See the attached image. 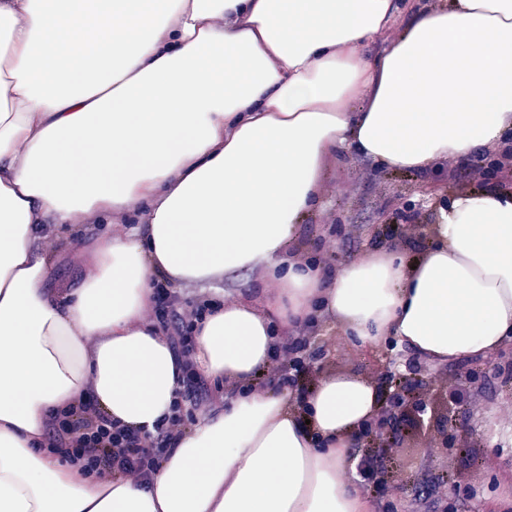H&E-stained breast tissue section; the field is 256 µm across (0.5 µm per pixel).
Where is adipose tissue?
<instances>
[{"label": "adipose tissue", "instance_id": "1", "mask_svg": "<svg viewBox=\"0 0 512 512\" xmlns=\"http://www.w3.org/2000/svg\"><path fill=\"white\" fill-rule=\"evenodd\" d=\"M395 0H0V512H371L347 470L377 385L323 375L306 422L275 391L201 414L148 485L98 483L38 450L78 398L150 432L185 367L148 321L151 281L258 270L268 311L232 303L195 330L214 381L253 382L274 322L322 303L361 346L394 337L434 363L512 340V194L475 192L415 265L368 254L325 280L285 261L321 162L352 143L420 172L512 131V0H456L363 54ZM147 205L97 238L58 295L40 232Z\"/></svg>", "mask_w": 512, "mask_h": 512}]
</instances>
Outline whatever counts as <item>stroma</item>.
Wrapping results in <instances>:
<instances>
[{
    "label": "stroma",
    "instance_id": "stroma-1",
    "mask_svg": "<svg viewBox=\"0 0 512 512\" xmlns=\"http://www.w3.org/2000/svg\"><path fill=\"white\" fill-rule=\"evenodd\" d=\"M452 0H400L399 9L386 32L364 48L365 54L380 55L405 30L412 13H429L450 6ZM445 179H426L413 173L379 166L352 151L334 152L324 162L314 209L302 216L291 238V246L306 249L309 258L320 255V240L336 243V267H344L374 251L399 250L413 261L432 244L430 232L407 241L393 227L396 211L419 210L429 223L439 219ZM147 214L134 211L114 224L107 218L80 220L51 229L41 236L37 247L47 259L51 286L65 293L78 287L76 266L83 246L104 234L123 236L146 223ZM275 286L259 273L240 271L226 276L210 294L217 300L249 302L266 307ZM301 358L306 372L346 370L376 379L380 388H395L399 379L413 383H434L458 376L466 378L468 389L478 392L480 405L474 409L457 406L440 409L430 430H417L380 462L388 479L365 481L372 512H512V342L496 354L464 361L432 365L395 339L373 347H361L337 333L335 344L324 356L308 347ZM474 432L477 440L463 447V431ZM466 474V490L434 505L427 497L446 472Z\"/></svg>",
    "mask_w": 512,
    "mask_h": 512
}]
</instances>
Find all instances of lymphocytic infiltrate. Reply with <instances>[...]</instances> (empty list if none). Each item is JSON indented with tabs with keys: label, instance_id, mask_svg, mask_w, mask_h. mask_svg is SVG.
I'll return each instance as SVG.
<instances>
[{
	"label": "lymphocytic infiltrate",
	"instance_id": "obj_1",
	"mask_svg": "<svg viewBox=\"0 0 512 512\" xmlns=\"http://www.w3.org/2000/svg\"><path fill=\"white\" fill-rule=\"evenodd\" d=\"M491 183L497 190L512 192V147L485 149L448 167V187L454 192L483 190ZM215 306V300L208 295L182 301L162 282L154 284L151 316L186 363L194 361L192 332L197 322ZM322 330L316 320L284 329L275 340L271 359L258 375L254 390L276 385L304 393L313 388L316 380L302 373L300 353L307 343L320 340ZM194 423L192 415L177 413L162 421L156 432L143 433L110 419L92 401L82 400L52 418L39 446L96 481L118 478L143 485Z\"/></svg>",
	"mask_w": 512,
	"mask_h": 512
}]
</instances>
